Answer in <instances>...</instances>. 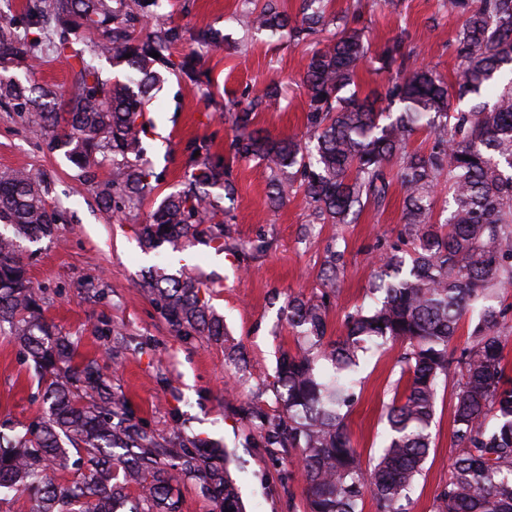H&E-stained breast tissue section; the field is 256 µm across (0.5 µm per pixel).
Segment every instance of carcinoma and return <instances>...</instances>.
Returning <instances> with one entry per match:
<instances>
[{"label": "carcinoma", "instance_id": "obj_1", "mask_svg": "<svg viewBox=\"0 0 512 512\" xmlns=\"http://www.w3.org/2000/svg\"><path fill=\"white\" fill-rule=\"evenodd\" d=\"M462 18L455 54L464 81L456 86L425 66H414L404 40L379 56L380 69L401 76L383 94L361 95L358 70L369 50L365 30L330 10L331 0H302L300 18L278 11L273 0L250 9L249 30L304 38L327 25L336 40L312 50L302 66L311 146L274 139L254 128L256 112L280 104L269 87L247 103L231 102L235 135L229 156L202 141L188 189L165 196L141 225L148 249L182 240L245 252L233 236L232 217L214 190L233 199L231 165L253 158L272 172L270 206L278 208L295 183L304 187L309 220L350 224L371 205L383 208L392 182L404 194L401 244L381 250L370 301L349 313L346 336L324 344L326 298L345 272L344 251L327 248L321 269L326 291L288 298L284 314L299 343L282 353L272 391L284 416L270 420L258 402L239 407L242 418L265 430L266 451H298L297 478L308 512H360L365 494L379 512H407L423 475L441 380L457 374L452 419L454 458L435 512H512V377L501 364L506 310L497 294L512 288V0H449ZM158 0H42L28 5L23 37L0 46V64L30 72L41 62V36L55 34L53 53L72 72L68 97L48 88L0 79V104L21 106L24 119L51 152L62 151L87 179L110 161L97 181L101 205L122 212L155 190L145 162L151 125L144 114L151 92L167 73L199 85L203 58L173 59L185 31L157 17ZM151 27L144 38L137 30ZM94 29L107 39L112 63L125 79L104 80L85 58L70 55L68 35ZM201 48L218 47V29H200ZM156 52L159 57H151ZM131 57H126V54ZM426 129L432 145L411 148ZM448 192V215L434 219L439 186ZM44 181L16 170L0 174V329L18 345L44 383L43 411L28 425L0 422V501L12 512H180L173 482L184 476L217 505L243 512L227 460L216 448L182 432L158 437L134 422L112 392L96 359L43 316L42 297L30 286L19 257L24 241L51 239L63 214L52 207ZM204 283L187 272L157 275L146 289L178 336H224V319L206 301ZM470 319L472 345L454 339ZM399 343L402 391L386 419L387 443L376 463L363 465L346 419L367 353ZM81 473L68 479L73 467Z\"/></svg>", "mask_w": 512, "mask_h": 512}]
</instances>
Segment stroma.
<instances>
[{
	"mask_svg": "<svg viewBox=\"0 0 512 512\" xmlns=\"http://www.w3.org/2000/svg\"><path fill=\"white\" fill-rule=\"evenodd\" d=\"M242 0H162L161 18L183 27L186 40L176 55L189 53L192 34L220 29L223 45L205 56L206 89L169 75L152 99L153 120L146 156L159 181L153 195L121 218L102 209L81 172L63 152L48 151L18 112L0 106V171L24 169L49 183V198L66 220L53 240L26 244L21 258L34 288L44 298L49 321L77 341L79 352L99 358L115 394L124 396L131 416L166 437L178 428L234 451L230 467L244 512H306V492L292 476L288 457H269L258 428L242 419L237 406L258 401L269 416L281 415L271 384L277 360L297 343L283 308L293 296L321 290L319 272L328 245L345 251L343 281L326 310L327 337L345 333V317L367 303L379 246L399 240L403 192L392 185L385 209L366 207L352 224H319L304 234L308 204L294 188L284 205L267 201L271 173L265 163H235L233 199H220L234 217L232 230L248 244L246 254L198 243L180 251L143 247L139 226L162 198L184 187L195 143L207 141L223 153L234 136L224 104L282 89L280 109L258 112L256 125L274 138H304L306 98L300 85L312 41H294L246 29ZM336 14L358 17L370 42V58L359 73L362 92L383 89L390 76L376 73V54L403 37L413 61L435 68L448 83L461 80L454 41L462 20L448 0H335ZM188 268L207 279L205 297L224 318V337L172 333L143 291L150 275ZM403 348L388 345L369 354L347 418L352 443L364 463H373L388 433L386 410L394 397ZM454 379L438 390L432 447L425 474L411 494L409 512H433L452 463ZM42 387L17 345L0 335V420L29 423L42 407Z\"/></svg>",
	"mask_w": 512,
	"mask_h": 512,
	"instance_id": "stroma-1",
	"label": "stroma"
}]
</instances>
